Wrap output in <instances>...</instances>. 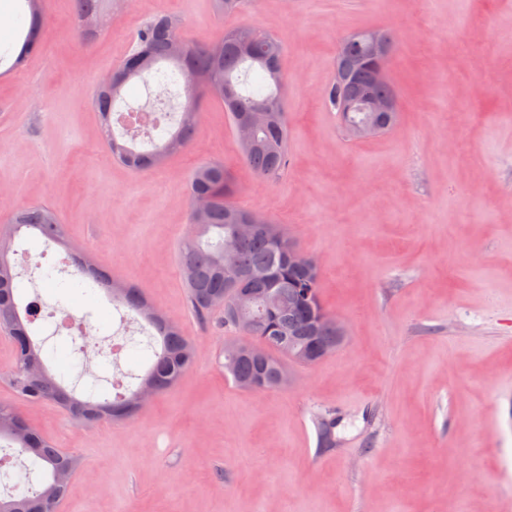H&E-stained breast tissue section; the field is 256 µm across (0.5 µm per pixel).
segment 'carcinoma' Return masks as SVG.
<instances>
[{
	"mask_svg": "<svg viewBox=\"0 0 512 512\" xmlns=\"http://www.w3.org/2000/svg\"><path fill=\"white\" fill-rule=\"evenodd\" d=\"M30 25L10 69L22 68L27 59L42 48L41 0H25ZM105 0H69L75 22L84 31L98 29L103 21ZM178 23L166 17L147 20L122 65L113 71L114 88H101L93 96L101 129L112 158L135 171L158 169L166 159L184 151L192 141L200 119V99L208 97L224 104L232 126L246 115L271 107L269 120L254 133V141L240 148V160L261 180L273 181L288 167V126L283 112L284 79L280 71L283 47L274 36L249 26L227 30L209 41L183 38ZM374 62L358 65L359 78L353 83L338 78L322 93L327 108L345 123H361L367 112L344 111L345 100L359 98L365 90L382 99L396 98L393 87L374 83ZM153 78L155 102L176 114L175 127L154 148L139 151L124 135L112 131L111 113L123 87L144 74ZM189 198L209 199L206 213L189 212L193 232L180 246L178 264L188 288L191 311L206 319L220 313V325L227 331L250 336L267 347L264 359L257 360L235 351V342L224 347V371L238 388L265 392L277 387L286 374L283 344L313 358L317 351L334 341L336 329L320 301V275L288 265V249L294 242L279 225L231 202L235 183L226 165L208 161L191 173ZM24 230H30L46 243L67 245L64 225L45 206L19 210L10 224L0 229V248L9 246ZM80 279L77 284L99 287L118 302L143 317L158 333V345L147 341L151 366L136 385H128L113 398L98 401L78 398L67 391L57 375L45 371V378L28 375L31 364L44 365L42 347L29 327V314L18 302L7 254L0 251V331L15 346V360L9 384L25 404L54 401L64 406L80 422L111 418L123 419L141 408L136 395L141 385L150 384L155 393L170 389L197 360L192 340L172 325L140 288L114 278L86 252L73 255ZM245 286L255 291L256 301L246 314L234 304L235 289ZM20 455L32 459L15 476L10 499L0 506L8 512H43L67 495L70 484L61 485L57 468L68 462L80 465V458L54 447L27 420L22 408L0 401V441Z\"/></svg>",
	"mask_w": 512,
	"mask_h": 512,
	"instance_id": "carcinoma-1",
	"label": "carcinoma"
}]
</instances>
